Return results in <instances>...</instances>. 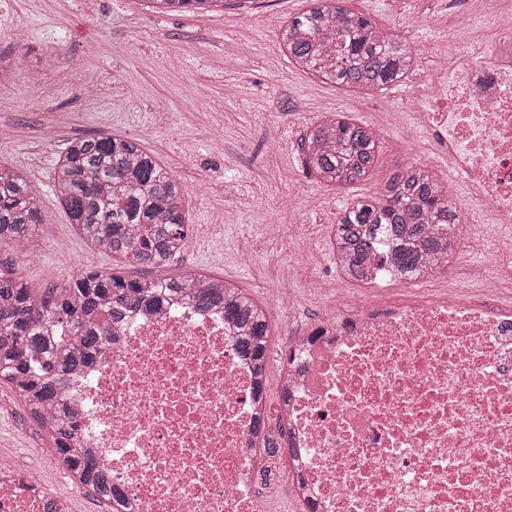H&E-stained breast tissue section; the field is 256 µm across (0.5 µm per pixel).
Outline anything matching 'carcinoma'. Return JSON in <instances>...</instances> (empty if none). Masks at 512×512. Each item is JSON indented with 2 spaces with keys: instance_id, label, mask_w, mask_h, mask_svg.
<instances>
[{
  "instance_id": "carcinoma-1",
  "label": "carcinoma",
  "mask_w": 512,
  "mask_h": 512,
  "mask_svg": "<svg viewBox=\"0 0 512 512\" xmlns=\"http://www.w3.org/2000/svg\"><path fill=\"white\" fill-rule=\"evenodd\" d=\"M159 13L224 7V0H150ZM346 0H309L288 19L280 42L288 59L323 83L383 91L412 72L416 57L403 41ZM380 135L344 112L325 113L300 139L309 176L345 188L369 179ZM57 197L76 232L112 260L155 271L180 254L188 237L181 185L138 143L114 136L76 138L60 156ZM40 197L21 172L0 165V242L28 253L34 242ZM461 213L447 184L432 170L412 166L394 173L385 191L361 198L339 213L332 251L345 278L364 281L387 262L402 281H417L436 260L453 254ZM187 294L201 309L224 306V320L244 329L237 347L252 360L256 381L253 438L265 429L266 359L271 330L264 308L221 278L183 270L173 276L127 279L114 271L85 270L62 287L39 295L14 265L0 266V381L38 424L42 437L63 455L74 478L115 510L116 491L103 464L72 446L78 424L57 398V378L94 362L117 309L161 306Z\"/></svg>"
}]
</instances>
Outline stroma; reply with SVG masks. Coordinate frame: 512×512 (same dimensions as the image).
I'll return each instance as SVG.
<instances>
[{"label": "stroma", "mask_w": 512, "mask_h": 512, "mask_svg": "<svg viewBox=\"0 0 512 512\" xmlns=\"http://www.w3.org/2000/svg\"><path fill=\"white\" fill-rule=\"evenodd\" d=\"M463 0H349L390 36L421 57L419 80L384 91L352 92L323 84L289 62L279 27L308 0H224L221 12L152 13L144 0H0V56L14 53L20 34L24 60L9 86H0V164L20 170L39 191L41 222L36 254L25 257L0 244V263L13 262L34 291L64 285L71 259L84 270H108L111 255L80 237L54 195L56 162L73 139L117 135L136 141L179 180L191 226L186 246L162 268L169 276L194 268L237 283L264 305L272 340L267 362V410L278 424L277 355L297 332L335 305L311 282L337 276L354 298H403L405 282L362 292L338 277L331 254L318 270L291 265L298 240L326 245L337 214L374 195L392 173L425 166L448 172V154L428 135H414L413 96L431 97L428 69L448 52V30ZM326 112L385 126L367 181L345 189L320 184L304 170L299 139ZM238 187L224 194L226 184ZM278 224L282 236H261ZM253 237L256 259L241 264L237 251ZM292 288L290 307L275 304ZM49 451L33 418L0 384V467L15 452ZM47 485L69 496L77 512H106L93 494L55 459Z\"/></svg>", "instance_id": "35a3bbf8"}]
</instances>
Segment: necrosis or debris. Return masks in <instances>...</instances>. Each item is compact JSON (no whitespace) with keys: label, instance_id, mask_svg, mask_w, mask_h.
<instances>
[{"label":"necrosis or debris","instance_id":"4bbe7bcc","mask_svg":"<svg viewBox=\"0 0 512 512\" xmlns=\"http://www.w3.org/2000/svg\"><path fill=\"white\" fill-rule=\"evenodd\" d=\"M494 45L436 65L441 112L416 115L448 153V185L512 224V11L463 7ZM493 260L466 296L415 283L403 300H353L316 283L336 312L290 346L282 374L295 465L279 477L303 512H512V304L498 302L512 234L460 236ZM221 307L175 297L123 313L87 371L59 380L84 453L102 459L135 512H263L248 448L253 367ZM49 459L0 468V512H67L41 482Z\"/></svg>","mask_w":512,"mask_h":512}]
</instances>
